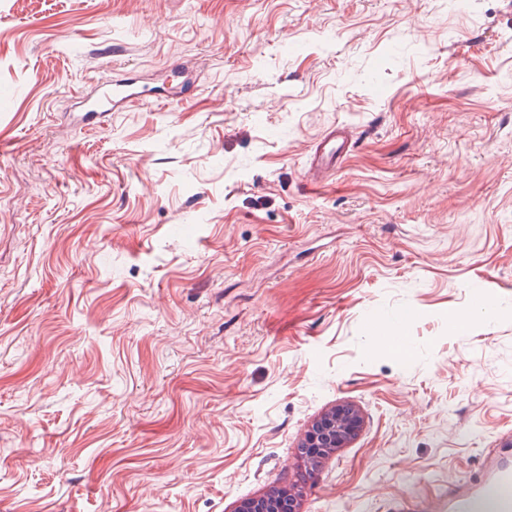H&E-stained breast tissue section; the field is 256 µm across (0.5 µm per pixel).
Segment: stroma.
<instances>
[{
    "label": "stroma",
    "instance_id": "obj_1",
    "mask_svg": "<svg viewBox=\"0 0 512 512\" xmlns=\"http://www.w3.org/2000/svg\"><path fill=\"white\" fill-rule=\"evenodd\" d=\"M1 137L0 512H432L512 439V0H0ZM123 80H117L112 83V88L107 94L108 98L112 101V107H115L118 103H124L129 105L134 103L142 94L140 89L135 88L129 84H126ZM108 98L104 96V99L109 102ZM349 130L332 126L316 141L307 157V173L312 184L318 185L336 168L337 162L350 152L352 143ZM361 423L353 404L345 401L337 404L311 425L299 446L301 457L316 463L335 452V448H343L357 435ZM269 489L264 495L245 499L237 512H296V498L283 490Z\"/></svg>",
    "mask_w": 512,
    "mask_h": 512
}]
</instances>
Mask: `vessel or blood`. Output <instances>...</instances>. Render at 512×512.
Returning a JSON list of instances; mask_svg holds the SVG:
<instances>
[{
	"label": "vessel or blood",
	"mask_w": 512,
	"mask_h": 512,
	"mask_svg": "<svg viewBox=\"0 0 512 512\" xmlns=\"http://www.w3.org/2000/svg\"><path fill=\"white\" fill-rule=\"evenodd\" d=\"M140 95V89L118 80L113 83L107 99H87L85 107L87 111L96 112L108 100L129 105ZM351 147V135L346 127L328 128L313 144L307 157L311 183L318 185L324 182ZM439 509L440 512H512V448L505 449L499 460L491 463L469 485L450 488Z\"/></svg>",
	"instance_id": "1"
}]
</instances>
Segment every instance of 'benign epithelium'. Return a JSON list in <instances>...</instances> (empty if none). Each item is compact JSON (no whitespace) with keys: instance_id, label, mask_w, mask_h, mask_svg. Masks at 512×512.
I'll return each mask as SVG.
<instances>
[{"instance_id":"7a95c632","label":"benign epithelium","mask_w":512,"mask_h":512,"mask_svg":"<svg viewBox=\"0 0 512 512\" xmlns=\"http://www.w3.org/2000/svg\"><path fill=\"white\" fill-rule=\"evenodd\" d=\"M362 420L354 405L337 404L315 420L300 445L301 457L316 463L336 448L347 445L358 433ZM237 512H297L296 498L283 490H268L260 497L245 499Z\"/></svg>"}]
</instances>
